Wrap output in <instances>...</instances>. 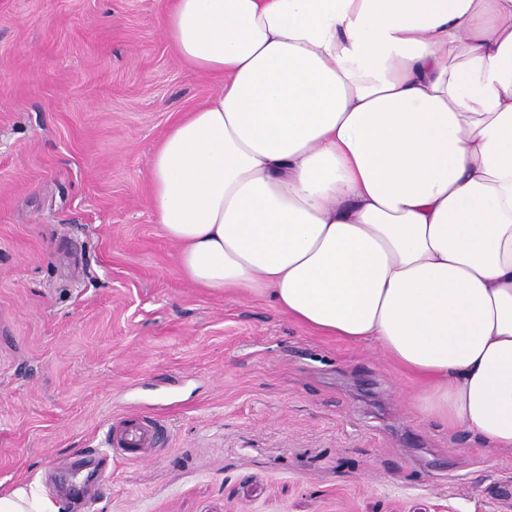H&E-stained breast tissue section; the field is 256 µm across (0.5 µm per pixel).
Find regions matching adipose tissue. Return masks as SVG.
<instances>
[{"label": "adipose tissue", "instance_id": "1", "mask_svg": "<svg viewBox=\"0 0 512 512\" xmlns=\"http://www.w3.org/2000/svg\"><path fill=\"white\" fill-rule=\"evenodd\" d=\"M165 35L222 84L150 159L182 273L512 452V0H171Z\"/></svg>", "mask_w": 512, "mask_h": 512}]
</instances>
